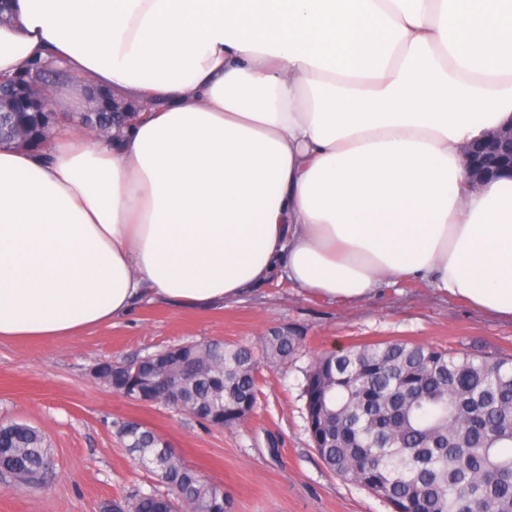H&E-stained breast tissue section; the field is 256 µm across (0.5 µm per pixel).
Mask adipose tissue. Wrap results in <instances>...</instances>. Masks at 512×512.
Segmentation results:
<instances>
[{
    "label": "adipose tissue",
    "mask_w": 512,
    "mask_h": 512,
    "mask_svg": "<svg viewBox=\"0 0 512 512\" xmlns=\"http://www.w3.org/2000/svg\"><path fill=\"white\" fill-rule=\"evenodd\" d=\"M54 59L137 105L119 146L0 149V341L288 277L357 303L414 278L512 320V0H14L0 73ZM465 162L475 185L502 173L512 175V122L468 145Z\"/></svg>",
    "instance_id": "obj_1"
}]
</instances>
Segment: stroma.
Listing matches in <instances>:
<instances>
[{
	"label": "stroma",
	"mask_w": 512,
	"mask_h": 512,
	"mask_svg": "<svg viewBox=\"0 0 512 512\" xmlns=\"http://www.w3.org/2000/svg\"><path fill=\"white\" fill-rule=\"evenodd\" d=\"M295 324L306 343L285 370L263 369L255 413L216 429L160 405L132 402L100 385L91 368L192 340L255 342ZM402 339L512 354V322L419 280L383 283L348 304L265 283L224 308L178 311L143 303L125 319L74 339L0 342V420L40 429L55 459L49 489L0 490V512H101L107 500L148 489L150 474L125 453L116 423L137 420L165 437L185 463L224 488L227 512H392L327 470L314 451L300 397L309 360L358 341Z\"/></svg>",
	"instance_id": "obj_1"
}]
</instances>
